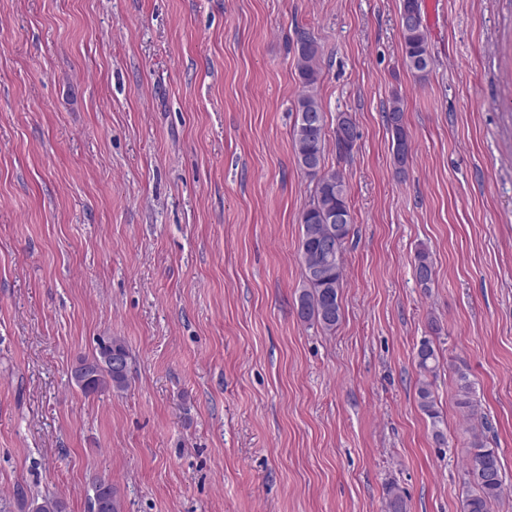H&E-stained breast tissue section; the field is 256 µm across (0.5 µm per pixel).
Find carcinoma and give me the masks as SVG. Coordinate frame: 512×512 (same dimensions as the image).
Segmentation results:
<instances>
[{
  "mask_svg": "<svg viewBox=\"0 0 512 512\" xmlns=\"http://www.w3.org/2000/svg\"><path fill=\"white\" fill-rule=\"evenodd\" d=\"M403 61L406 67L419 79H423L432 69L434 60L429 50L423 22L411 27H400ZM294 65L299 77V93L295 106L296 113L314 112L320 114L314 126H302L295 122L292 131V147L297 167L304 177L314 184V193L309 205L300 216V263L304 288L298 296V313L305 322H314L327 333H333L342 320L339 294L344 286L343 251L350 237L351 229L338 232L336 225L329 223L327 216L338 209H351L349 187L340 169L321 168V172L306 170L301 158L312 154L320 164H325L326 130L325 112L320 97V77L322 73V51L316 38L305 28L294 31ZM386 123L392 134L394 162L404 167L408 156V136L404 126V106L399 96H394L386 110ZM333 237L336 239L334 258L324 269L322 279L309 277V269L320 264L322 258L317 252L318 242ZM415 271L427 272L418 277L422 286L432 281L433 261L426 248L416 252ZM129 349L124 341L115 336L102 338L91 355L83 357L71 374V378L81 392L89 396L106 391L120 393L130 384ZM416 362L421 379L417 387V398L421 411L430 419L432 436L442 445L445 435L441 429L442 416L433 390L431 378L436 375L439 360L432 342L424 339L416 353ZM457 406L469 419L477 416L479 405L474 399V383L465 371H457ZM467 470V489L461 497L460 512H491L493 504L501 501L505 494L506 480L498 451L487 446L483 435L471 431ZM16 497L28 512H63L61 501L44 497L28 498L27 489L19 485ZM101 500L109 504L107 512H122V505L112 482L100 480L94 486L88 505ZM388 512H406V503L400 489L391 485L386 489Z\"/></svg>",
  "mask_w": 512,
  "mask_h": 512,
  "instance_id": "1",
  "label": "carcinoma"
}]
</instances>
